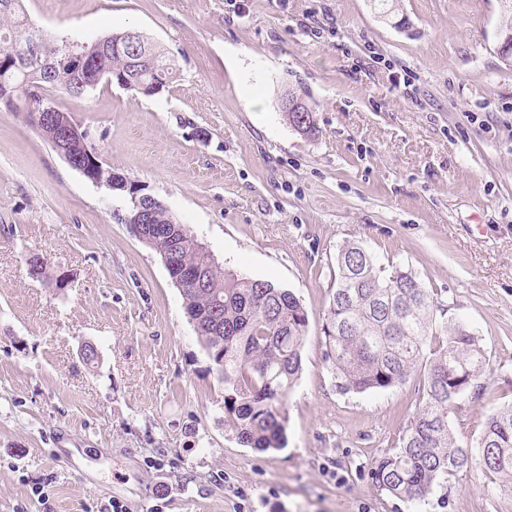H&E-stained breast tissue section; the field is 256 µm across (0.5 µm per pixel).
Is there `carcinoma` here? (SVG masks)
Listing matches in <instances>:
<instances>
[{
	"label": "carcinoma",
	"mask_w": 512,
	"mask_h": 512,
	"mask_svg": "<svg viewBox=\"0 0 512 512\" xmlns=\"http://www.w3.org/2000/svg\"><path fill=\"white\" fill-rule=\"evenodd\" d=\"M30 30L21 0H0V51ZM149 65L134 72L124 48L98 56L88 80L107 78L166 89L177 77L175 60L140 36ZM64 52L61 40L42 36L41 59ZM80 77L58 70L40 80L35 74L0 72V89L15 88L27 117L36 111L25 85L80 97ZM150 223L181 242L180 260L206 270L208 286L183 293L185 309L199 318L197 335L218 379L224 383V422L240 443L257 451L279 450L287 443L285 402L302 370L308 313L290 291L268 281L227 271L211 252L159 203L150 206ZM332 299L323 330L326 360L341 394L385 391L419 379L421 397L401 445L371 468L373 482L387 494L421 500L433 486L457 472L479 467L512 489V403L488 414L472 451L459 443L453 428L456 402L463 394L482 395L487 358L480 338L460 322L438 323V306L428 288L409 269L388 274L365 246L349 242L338 249Z\"/></svg>",
	"instance_id": "carcinoma-1"
}]
</instances>
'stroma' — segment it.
Returning <instances> with one entry per match:
<instances>
[{
  "mask_svg": "<svg viewBox=\"0 0 512 512\" xmlns=\"http://www.w3.org/2000/svg\"><path fill=\"white\" fill-rule=\"evenodd\" d=\"M23 2L49 36L91 45L135 29L175 60L157 95L102 83L58 102L106 167L224 268L293 292L309 326L286 448L241 445L179 288L124 222L129 195L87 180L25 113L0 108V512H512L476 469L421 501L379 490L369 472L400 445L417 385L339 394L323 333L336 253L361 242L382 266L412 269L442 321L480 337L485 391L458 402L463 441L512 402L499 0ZM288 91L312 109L315 135L287 122Z\"/></svg>",
  "mask_w": 512,
  "mask_h": 512,
  "instance_id": "stroma-1",
  "label": "stroma"
}]
</instances>
